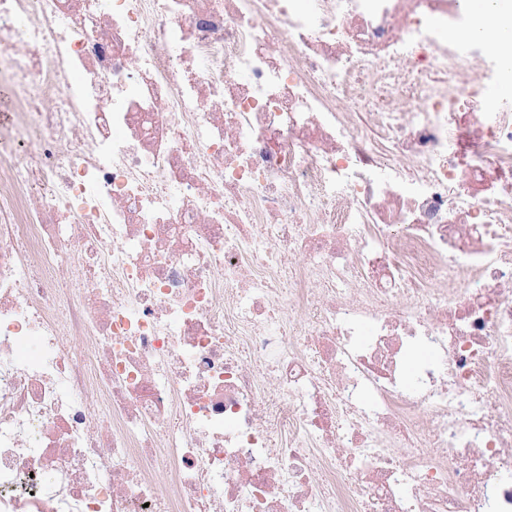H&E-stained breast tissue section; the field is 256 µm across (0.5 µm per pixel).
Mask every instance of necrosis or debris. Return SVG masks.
Instances as JSON below:
<instances>
[{
    "label": "necrosis or debris",
    "mask_w": 512,
    "mask_h": 512,
    "mask_svg": "<svg viewBox=\"0 0 512 512\" xmlns=\"http://www.w3.org/2000/svg\"><path fill=\"white\" fill-rule=\"evenodd\" d=\"M472 24L0 0V512H512V48Z\"/></svg>",
    "instance_id": "obj_1"
}]
</instances>
